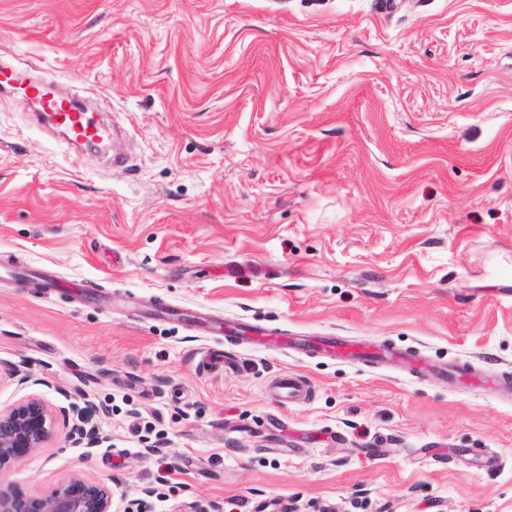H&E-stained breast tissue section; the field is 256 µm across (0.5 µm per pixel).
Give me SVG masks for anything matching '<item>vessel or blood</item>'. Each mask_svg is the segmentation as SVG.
I'll return each instance as SVG.
<instances>
[{
	"instance_id": "b4317fda",
	"label": "vessel or blood",
	"mask_w": 512,
	"mask_h": 512,
	"mask_svg": "<svg viewBox=\"0 0 512 512\" xmlns=\"http://www.w3.org/2000/svg\"><path fill=\"white\" fill-rule=\"evenodd\" d=\"M0 92L22 94L26 101L35 103L30 119L44 125L46 116L56 119L55 129L60 130L71 144H103L111 140L118 127L100 119L91 108H75L68 97L61 95L54 83L37 80L28 69L15 65H0ZM148 319L192 322L196 332L207 335L224 333L226 339L248 342L255 347L286 349L300 355L318 353L340 361L370 364L373 366H400L414 377L431 367L426 359L385 344L347 340L339 336H288L278 334L251 322H217L208 315L172 305L157 306L148 311ZM274 399L283 405L297 403L310 395L303 377L292 372L279 374L271 385Z\"/></svg>"
}]
</instances>
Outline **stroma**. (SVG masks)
<instances>
[{
	"mask_svg": "<svg viewBox=\"0 0 512 512\" xmlns=\"http://www.w3.org/2000/svg\"><path fill=\"white\" fill-rule=\"evenodd\" d=\"M0 61L105 101L127 158L0 97V263L67 283L0 279V411L35 396L56 418L0 482L78 475L112 512H512V391L138 316L512 371V0H0ZM240 264L263 274L225 278ZM285 371L308 400L269 396ZM141 316L151 320L192 321L196 332L203 336L223 331L225 339L235 342L246 341L254 347L286 349L305 356L318 353L336 360L365 365L401 366L409 375L416 378L426 370L438 369L447 373L457 372L460 377L467 378L472 383L486 388H500L511 383L510 372L486 376L472 370L461 371L455 365H432L422 357H416L412 353L385 344L346 340L339 336L277 334L251 321L217 322L199 310L189 311L173 305L154 307L150 311L142 313Z\"/></svg>",
	"mask_w": 512,
	"mask_h": 512,
	"instance_id": "35a3bbf8",
	"label": "stroma"
}]
</instances>
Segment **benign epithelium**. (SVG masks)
Instances as JSON below:
<instances>
[{"mask_svg":"<svg viewBox=\"0 0 512 512\" xmlns=\"http://www.w3.org/2000/svg\"><path fill=\"white\" fill-rule=\"evenodd\" d=\"M55 418L44 402L27 398L0 411V469L51 439ZM112 493L97 482L74 476L46 495L30 496L0 485V512H111Z\"/></svg>","mask_w":512,"mask_h":512,"instance_id":"7a95c632","label":"benign epithelium"}]
</instances>
